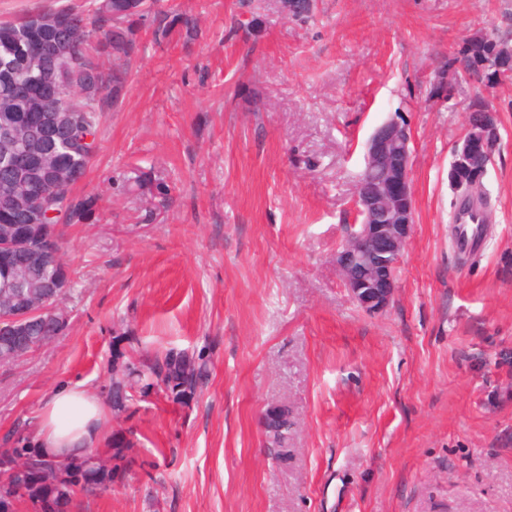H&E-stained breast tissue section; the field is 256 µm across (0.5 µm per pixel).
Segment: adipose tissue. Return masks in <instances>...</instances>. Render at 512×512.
I'll return each instance as SVG.
<instances>
[{"label": "adipose tissue", "mask_w": 512, "mask_h": 512, "mask_svg": "<svg viewBox=\"0 0 512 512\" xmlns=\"http://www.w3.org/2000/svg\"><path fill=\"white\" fill-rule=\"evenodd\" d=\"M98 404L82 385H64L44 401L38 443L50 454L96 447L100 440Z\"/></svg>", "instance_id": "adipose-tissue-1"}]
</instances>
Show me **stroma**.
Here are the masks:
<instances>
[{"label": "stroma", "mask_w": 512, "mask_h": 512, "mask_svg": "<svg viewBox=\"0 0 512 512\" xmlns=\"http://www.w3.org/2000/svg\"><path fill=\"white\" fill-rule=\"evenodd\" d=\"M191 43L141 36L122 104L76 186L99 197L65 229L66 329L0 364V438L37 431L45 398L84 382L102 442L131 464L85 512H512V83L441 92L478 33L512 40V0H159ZM498 112L481 248L453 243L452 148L475 93ZM409 124L415 219L380 313L334 262L363 144ZM151 178L140 190L134 176ZM203 353L180 408L108 403L115 349ZM287 404V463L263 413Z\"/></svg>", "instance_id": "stroma-1"}]
</instances>
